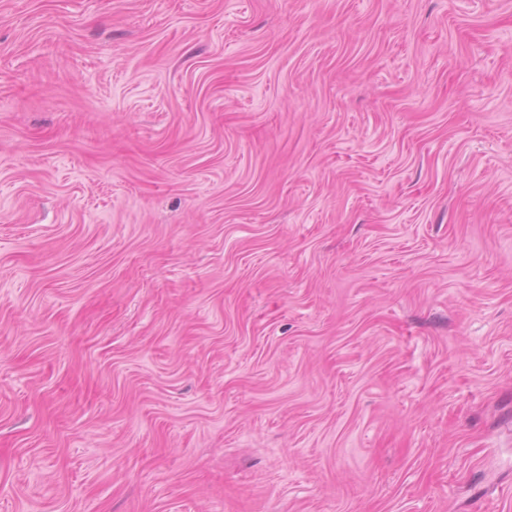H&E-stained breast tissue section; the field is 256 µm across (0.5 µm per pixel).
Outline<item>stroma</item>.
<instances>
[{"mask_svg":"<svg viewBox=\"0 0 512 512\" xmlns=\"http://www.w3.org/2000/svg\"><path fill=\"white\" fill-rule=\"evenodd\" d=\"M0 512H512V0H0Z\"/></svg>","mask_w":512,"mask_h":512,"instance_id":"stroma-1","label":"stroma"}]
</instances>
